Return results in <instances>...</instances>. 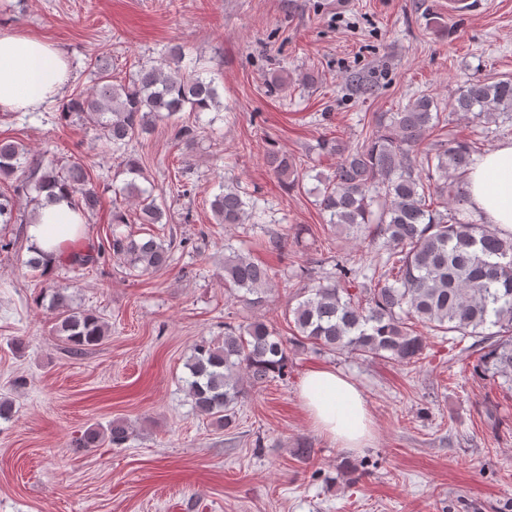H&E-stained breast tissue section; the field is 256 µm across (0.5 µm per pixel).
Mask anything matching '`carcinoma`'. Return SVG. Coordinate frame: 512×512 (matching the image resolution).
<instances>
[{
    "instance_id": "obj_1",
    "label": "carcinoma",
    "mask_w": 512,
    "mask_h": 512,
    "mask_svg": "<svg viewBox=\"0 0 512 512\" xmlns=\"http://www.w3.org/2000/svg\"><path fill=\"white\" fill-rule=\"evenodd\" d=\"M182 60L181 48L173 47L117 84L111 64L99 59L95 87L71 95L59 112L61 121L75 116L101 131L96 150L118 160L126 179L117 191L136 202L141 224L162 223L166 207L157 202L154 189L139 185L146 176L139 159L128 152L129 143L165 121L190 148L198 127L184 113L223 107L216 78L196 66L181 68ZM448 108L488 123L501 115L511 117L512 80H472L448 99ZM436 109L432 97L421 95L398 112L378 116L360 144L339 138L319 143L338 158L332 172L316 176L317 185L310 189L324 223L348 239L364 231L374 241L383 240L386 257L382 271L372 268L359 286V271L343 258L323 276L308 275L309 284L298 289L297 304L288 311L294 339L331 354L355 353L410 366L422 359L423 328L435 336L474 337L481 354L472 374L512 383V235L472 219L467 210L465 176L478 161L475 147L455 137L425 142L440 122ZM266 163L282 185L303 187L295 157L273 145ZM12 177V191L0 192V224L17 223L24 199L31 205L25 223H33L42 193L51 188L67 190L74 209L84 216L100 204L99 186L84 165L62 166L45 154L0 140V178ZM435 196L445 200L444 210L434 206ZM259 201L238 180L227 179L210 208L219 224H261L266 208ZM112 251L141 273L167 267L171 256V246L153 236L137 239L115 231ZM272 281L271 269L250 254L231 248L224 254L228 297L259 307ZM49 308L56 313L55 332L65 337L75 358L108 333L101 317L71 306L64 288L50 289ZM488 327L496 331L485 332ZM186 369L184 388L196 410L228 428L245 387L260 389L288 377V347L262 320L226 322L223 341L196 345ZM129 435L130 427L116 419L105 429L85 430L74 447L96 448L107 441L118 448Z\"/></svg>"
}]
</instances>
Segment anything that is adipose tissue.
I'll return each mask as SVG.
<instances>
[{
    "label": "adipose tissue",
    "instance_id": "1",
    "mask_svg": "<svg viewBox=\"0 0 512 512\" xmlns=\"http://www.w3.org/2000/svg\"><path fill=\"white\" fill-rule=\"evenodd\" d=\"M68 81V65L57 46L31 36L0 30V110L36 112L53 102ZM472 208L485 223L512 234V143L485 154L467 175ZM84 231V218L67 199L44 200L29 227L33 247L49 264L67 256ZM300 397L314 425L340 447L367 448L373 422L357 387L336 371L308 373Z\"/></svg>",
    "mask_w": 512,
    "mask_h": 512
}]
</instances>
